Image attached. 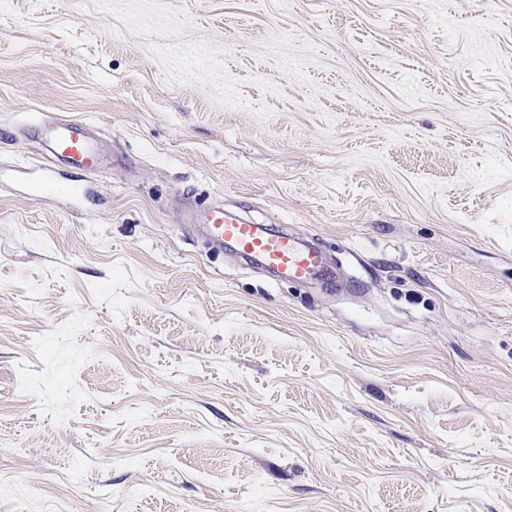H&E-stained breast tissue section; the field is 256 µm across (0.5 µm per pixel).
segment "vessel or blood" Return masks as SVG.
I'll return each mask as SVG.
<instances>
[{"instance_id": "obj_1", "label": "vessel or blood", "mask_w": 512, "mask_h": 512, "mask_svg": "<svg viewBox=\"0 0 512 512\" xmlns=\"http://www.w3.org/2000/svg\"><path fill=\"white\" fill-rule=\"evenodd\" d=\"M37 137L50 144L51 160L41 168L36 186H59L62 171L75 174L125 166L124 155H102L92 136V128L80 120H57L33 128ZM188 230L203 227L215 248L231 245L240 255L260 260L279 279L305 282L323 274V256L319 248L285 229L242 221L216 203H199L182 212Z\"/></svg>"}]
</instances>
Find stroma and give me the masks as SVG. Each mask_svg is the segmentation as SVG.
<instances>
[{"instance_id":"35a3bbf8","label":"stroma","mask_w":512,"mask_h":512,"mask_svg":"<svg viewBox=\"0 0 512 512\" xmlns=\"http://www.w3.org/2000/svg\"><path fill=\"white\" fill-rule=\"evenodd\" d=\"M45 119L128 168L30 196ZM0 443V512H512V0H0ZM182 224L192 233L203 224L215 248L230 244L240 255L260 260L279 280L305 282L323 274V256L315 244L301 240L286 229L243 222L214 202L198 203L182 211Z\"/></svg>"}]
</instances>
